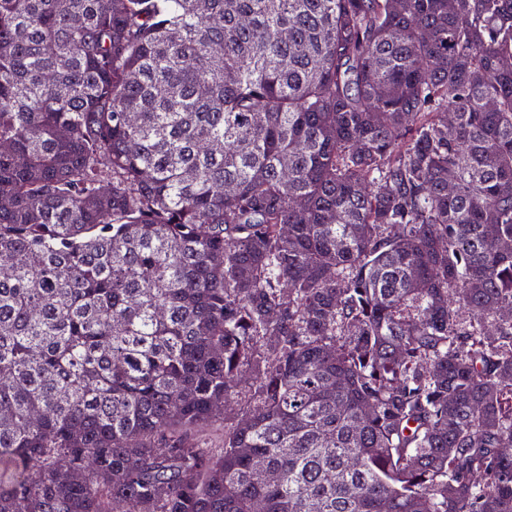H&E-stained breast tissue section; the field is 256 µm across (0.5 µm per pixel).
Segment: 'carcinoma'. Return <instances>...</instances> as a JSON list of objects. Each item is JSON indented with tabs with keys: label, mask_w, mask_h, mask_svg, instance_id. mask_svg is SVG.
Segmentation results:
<instances>
[{
	"label": "carcinoma",
	"mask_w": 512,
	"mask_h": 512,
	"mask_svg": "<svg viewBox=\"0 0 512 512\" xmlns=\"http://www.w3.org/2000/svg\"><path fill=\"white\" fill-rule=\"evenodd\" d=\"M504 241L512 0H0V512H512Z\"/></svg>",
	"instance_id": "1"
}]
</instances>
